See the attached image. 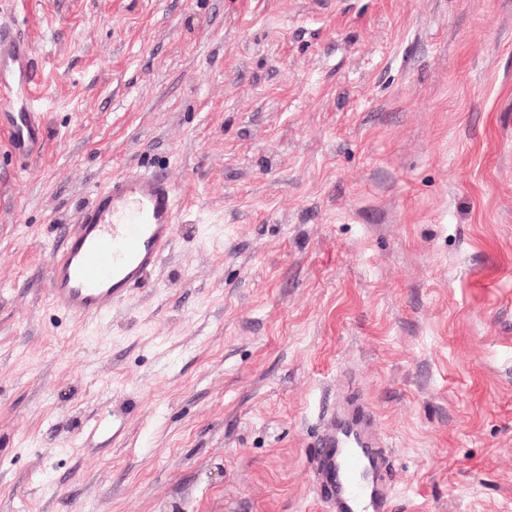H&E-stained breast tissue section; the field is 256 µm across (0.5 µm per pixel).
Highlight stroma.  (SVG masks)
I'll return each instance as SVG.
<instances>
[{
	"label": "stroma",
	"instance_id": "1",
	"mask_svg": "<svg viewBox=\"0 0 512 512\" xmlns=\"http://www.w3.org/2000/svg\"><path fill=\"white\" fill-rule=\"evenodd\" d=\"M40 143L0 128V512H326L368 403L398 512H512V0H8ZM189 213L90 325L44 267L92 190Z\"/></svg>",
	"mask_w": 512,
	"mask_h": 512
}]
</instances>
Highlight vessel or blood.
<instances>
[{"mask_svg":"<svg viewBox=\"0 0 512 512\" xmlns=\"http://www.w3.org/2000/svg\"><path fill=\"white\" fill-rule=\"evenodd\" d=\"M17 65L25 99L6 113L11 146L28 154L38 141L42 114L32 105L36 66L31 54L0 30V65ZM185 203L164 172L112 175L96 186L75 223L64 225L47 261L46 296L69 319L94 322L142 284L171 249ZM314 467L328 512H396L386 480L388 453L368 408L324 417Z\"/></svg>","mask_w":512,"mask_h":512,"instance_id":"b4317fda","label":"vessel or blood"}]
</instances>
